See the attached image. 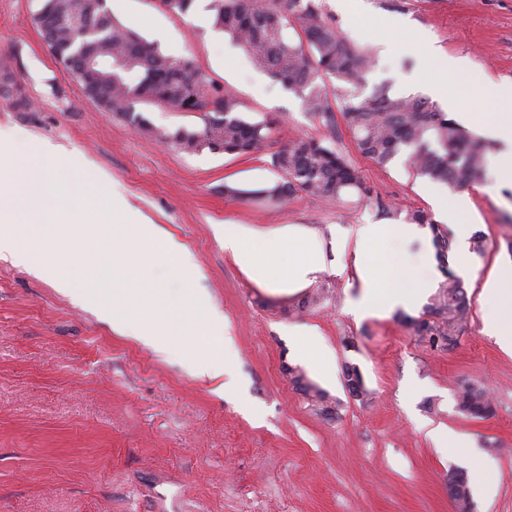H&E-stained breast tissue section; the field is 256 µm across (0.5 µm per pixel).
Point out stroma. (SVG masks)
<instances>
[{
  "label": "stroma",
  "mask_w": 512,
  "mask_h": 512,
  "mask_svg": "<svg viewBox=\"0 0 512 512\" xmlns=\"http://www.w3.org/2000/svg\"><path fill=\"white\" fill-rule=\"evenodd\" d=\"M322 3L349 41L372 49L368 84L426 98L438 79L460 111L481 112L489 93L472 73L512 82V0H362L355 16L337 0ZM37 4L0 0V67L15 72L34 103L29 112L0 105V131L14 135L17 160L41 142L67 155L62 178L74 201L83 198L86 167L95 168L191 254L226 320L236 349L228 367L242 391L197 378L178 353L156 354L25 266L1 260L0 512H457L448 474L459 464L428 436L436 427L470 437L484 455L495 491L472 495L474 512H512V355L484 333L481 300L487 277L512 261V181L491 172L465 190L486 249L457 273L470 303L464 332L448 348L430 347L402 312L360 320L348 307L359 285L350 261L356 228L383 223L382 202L437 218L445 201L427 193L429 179L398 159L378 165L344 121L329 129L306 112L212 28L207 0L186 15L161 0H106L115 20L164 54L193 58L203 80L237 98L244 118L274 120L276 145L323 139L370 189L337 202L226 195L228 185L278 182L269 156L187 154L105 111L55 63L35 24ZM423 36L467 69L425 71ZM226 223L303 227L321 242L325 269L291 295L263 289L225 253ZM307 331L326 369L300 357ZM350 367L363 377L362 397L345 386ZM292 368L329 394L335 415L315 413L291 383ZM470 384L488 390L491 416L458 411L457 394Z\"/></svg>",
  "instance_id": "stroma-1"
}]
</instances>
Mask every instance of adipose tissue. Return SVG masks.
Here are the masks:
<instances>
[{
  "label": "adipose tissue",
  "mask_w": 512,
  "mask_h": 512,
  "mask_svg": "<svg viewBox=\"0 0 512 512\" xmlns=\"http://www.w3.org/2000/svg\"><path fill=\"white\" fill-rule=\"evenodd\" d=\"M475 84L488 87L489 110L476 113L472 120L487 137L497 142L493 157L497 176L512 179V84H498L479 74ZM428 228L417 224L359 225L352 249L359 292L351 303L359 318L387 317L399 309H408L436 287L439 277L432 251H424L420 264L422 276L411 277L395 265L389 254L397 246L420 238H429ZM224 250L241 268L260 282L287 284L289 291L308 285L324 267L320 242L304 229L287 226L260 232L241 224L224 227ZM481 298L486 307L483 331L495 339L502 351L512 355V263L500 265L484 282ZM430 437L436 447L450 451L465 461L472 475L475 493H490L488 477L480 451L464 435L436 428Z\"/></svg>",
  "instance_id": "obj_1"
}]
</instances>
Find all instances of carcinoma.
<instances>
[{
    "mask_svg": "<svg viewBox=\"0 0 512 512\" xmlns=\"http://www.w3.org/2000/svg\"><path fill=\"white\" fill-rule=\"evenodd\" d=\"M212 28L229 36L252 65L296 94L306 111L332 126L336 121L323 77L338 80L341 115L359 151L385 166L397 158L416 175L453 189L484 180L486 145L420 96L394 97L385 84L365 92L372 67L369 50L350 43L324 12L320 0H208ZM35 22L55 63L83 94L108 112L123 116L186 153L208 150L229 156L270 153L281 180L256 190L229 185L224 192L258 201H280L303 193L325 200L368 193L358 168L324 140L305 138L272 150L275 123L248 121L237 99L221 86H206L193 59H173L144 36L117 24L106 0H40ZM0 101L26 112L31 100L17 76L0 70ZM171 112H202L203 128L151 127L136 105ZM405 220L431 225L438 256L449 249L444 229L421 210ZM470 308L458 277L450 274L429 298L423 316L405 317L415 335L431 347L453 341L469 320ZM292 382L322 416L335 413L327 394L299 369H288ZM460 412L478 418L491 414L487 390L469 385L459 393Z\"/></svg>",
    "mask_w": 512,
    "mask_h": 512,
    "instance_id": "obj_1",
    "label": "carcinoma"
}]
</instances>
